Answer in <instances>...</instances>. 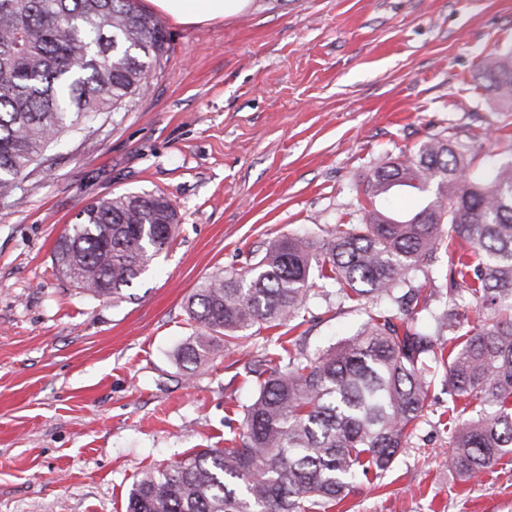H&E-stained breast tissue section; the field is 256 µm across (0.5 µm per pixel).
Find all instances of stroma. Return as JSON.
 <instances>
[{"mask_svg": "<svg viewBox=\"0 0 512 512\" xmlns=\"http://www.w3.org/2000/svg\"><path fill=\"white\" fill-rule=\"evenodd\" d=\"M168 61L128 111L90 121L0 204V512H126L140 472L232 446L256 395L244 365L279 329L196 371L186 301L244 272L269 242L357 224L366 176L428 137L512 157V107L479 71L512 46V0H254L237 17L166 22ZM160 192L179 224L120 300L63 279L53 250L107 195ZM289 333L312 354L366 309L315 281ZM448 387L435 378L407 448L332 512H512V459L448 469Z\"/></svg>", "mask_w": 512, "mask_h": 512, "instance_id": "35a3bbf8", "label": "stroma"}]
</instances>
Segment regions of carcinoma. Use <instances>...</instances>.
I'll return each instance as SVG.
<instances>
[{
	"instance_id": "obj_1",
	"label": "carcinoma",
	"mask_w": 512,
	"mask_h": 512,
	"mask_svg": "<svg viewBox=\"0 0 512 512\" xmlns=\"http://www.w3.org/2000/svg\"><path fill=\"white\" fill-rule=\"evenodd\" d=\"M168 36L137 0H0V200L66 135L145 92ZM486 88L512 105V46L479 63ZM395 189L424 198L413 214L386 207ZM362 223L336 224L320 252L284 236L243 274L215 275L189 296L199 325L182 349L198 367L226 345L299 318L313 276L379 310L314 355L281 347L278 364L247 365L257 394L242 444L205 448L133 482L126 512H313L342 503L406 447L426 409L429 363L445 368L452 412L448 470L471 479L512 456V159L485 169L443 137L376 168ZM177 212L162 193H123L84 208L54 249L57 272L94 297L120 298L168 250ZM448 252V308L434 332L416 282ZM475 305V317L465 307ZM448 331V340L440 333ZM475 404V413H456Z\"/></svg>"
}]
</instances>
